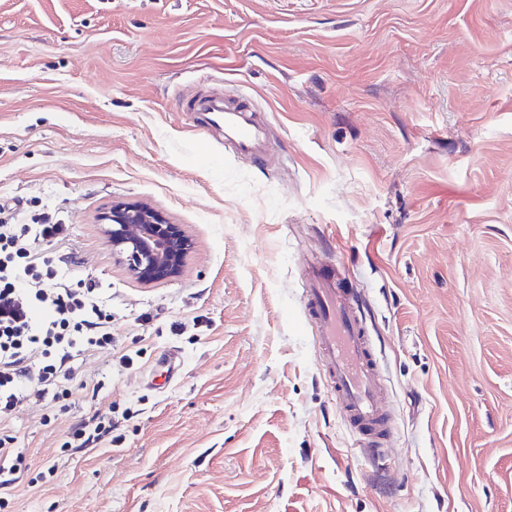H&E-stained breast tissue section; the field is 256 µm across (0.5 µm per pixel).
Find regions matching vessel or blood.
I'll return each mask as SVG.
<instances>
[{"label": "vessel or blood", "mask_w": 512, "mask_h": 512, "mask_svg": "<svg viewBox=\"0 0 512 512\" xmlns=\"http://www.w3.org/2000/svg\"><path fill=\"white\" fill-rule=\"evenodd\" d=\"M205 132H220L253 163L266 164L264 129L252 118L249 97L212 94L184 102ZM305 316L319 330L325 378L357 447L379 456L397 423L386 407L380 365L361 313L356 288L346 287L331 267L312 269L303 299Z\"/></svg>", "instance_id": "obj_1"}]
</instances>
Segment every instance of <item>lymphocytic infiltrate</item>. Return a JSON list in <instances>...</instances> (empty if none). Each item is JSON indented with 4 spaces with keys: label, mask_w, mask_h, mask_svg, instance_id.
<instances>
[{
    "label": "lymphocytic infiltrate",
    "mask_w": 512,
    "mask_h": 512,
    "mask_svg": "<svg viewBox=\"0 0 512 512\" xmlns=\"http://www.w3.org/2000/svg\"><path fill=\"white\" fill-rule=\"evenodd\" d=\"M65 225L0 205V426L71 382L75 360L111 348L112 315L93 285L54 266L41 244Z\"/></svg>",
    "instance_id": "1"
}]
</instances>
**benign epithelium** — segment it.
<instances>
[{"instance_id": "obj_1", "label": "benign epithelium", "mask_w": 512, "mask_h": 512, "mask_svg": "<svg viewBox=\"0 0 512 512\" xmlns=\"http://www.w3.org/2000/svg\"><path fill=\"white\" fill-rule=\"evenodd\" d=\"M101 220L113 254L135 280L153 284L180 275L190 241L160 211L142 203L116 201Z\"/></svg>"}]
</instances>
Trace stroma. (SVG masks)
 <instances>
[{
  "label": "stroma",
  "mask_w": 512,
  "mask_h": 512,
  "mask_svg": "<svg viewBox=\"0 0 512 512\" xmlns=\"http://www.w3.org/2000/svg\"><path fill=\"white\" fill-rule=\"evenodd\" d=\"M205 89L250 94L269 163L194 127ZM116 200L182 226L179 277L113 255ZM1 202L66 224L44 252L118 344L0 429L7 512H512V0H0ZM325 263L397 422L376 461L303 313ZM113 428L112 417L103 415L93 416L89 421H80L71 432V441L66 442V448H87L102 440ZM22 461L20 448H4L0 441V509L7 505L8 498L13 496L18 486L20 475H18Z\"/></svg>",
  "instance_id": "obj_1"
}]
</instances>
